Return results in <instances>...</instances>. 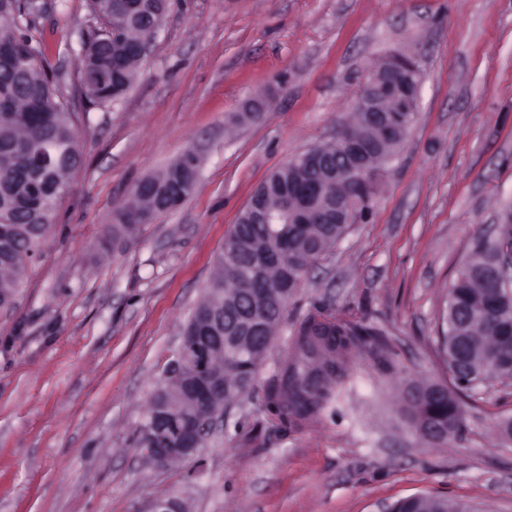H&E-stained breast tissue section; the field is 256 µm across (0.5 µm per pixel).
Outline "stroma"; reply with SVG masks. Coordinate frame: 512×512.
<instances>
[{"mask_svg": "<svg viewBox=\"0 0 512 512\" xmlns=\"http://www.w3.org/2000/svg\"><path fill=\"white\" fill-rule=\"evenodd\" d=\"M25 23L62 96L98 22L90 0H35ZM397 52L422 69L416 120L369 212L312 266L248 396L200 452L160 467L133 445L224 239L260 183L333 140L359 89ZM272 100L230 129L247 100ZM82 162L11 309H0V512H382L431 496L512 512V378L469 393L464 425L431 445L404 422L409 380L449 382L448 287L476 230L512 203V0H172L137 79L77 110ZM178 208L99 249L132 188L186 148ZM381 329L308 422L283 427L266 391L315 307Z\"/></svg>", "mask_w": 512, "mask_h": 512, "instance_id": "35a3bbf8", "label": "stroma"}]
</instances>
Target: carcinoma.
Returning a JSON list of instances; mask_svg holds the SVG:
<instances>
[{"instance_id":"carcinoma-1","label":"carcinoma","mask_w":512,"mask_h":512,"mask_svg":"<svg viewBox=\"0 0 512 512\" xmlns=\"http://www.w3.org/2000/svg\"><path fill=\"white\" fill-rule=\"evenodd\" d=\"M112 25L118 30L115 38H95L90 41L88 58L106 70L110 82L95 88L77 83L73 99H83L91 107H102L130 88L139 73L141 63L133 52L134 45L148 20L126 7L128 0H114ZM10 90L17 98L11 112H0V306H10L22 286L28 262L40 251L50 225L40 224L39 198L30 185L32 174L26 169L18 146L47 139L58 147V162L52 183H68L80 164V150L75 138L73 113L69 103L57 94L54 81L36 63L25 75H19L0 59V91ZM410 128L405 127L379 148L377 166H384L400 149ZM196 169L189 159L175 161L154 176V180L170 192L171 197L184 200L190 189L184 187L189 172ZM308 173L299 165L287 161L278 167L254 193L273 207L279 203L274 181L303 182ZM119 212V222L107 227L104 239L120 242L138 229L133 212L143 200L153 201V188L138 183ZM240 215L229 231L222 251H235L237 262L225 263L219 256L206 294L196 310L224 307V325L237 327L254 312H268L266 335L257 336L253 343L251 367L238 368L224 351V365L238 382L224 391L229 402L249 393L251 381L271 346L282 321L288 301L304 283L312 262L328 252L344 236L346 224H312L296 215L288 224H279L281 235L270 238L263 224H247ZM498 236L487 237L477 232L475 244L448 289L449 340L460 336L470 338L481 352L493 349L497 335V320L490 315L495 297L482 285L480 276L490 271L500 260L498 242L512 239V205H507L497 224ZM378 332L363 324L340 323L332 320L324 308L317 309L300 323L294 350L287 356L266 393L268 408L276 414L283 427L314 417L331 395V383L343 374V362L337 361L338 371L328 373L327 354L343 356L352 349L374 342ZM436 383L424 380L407 384L401 399L402 413L407 423L421 430L426 422L453 421L460 430L462 420L456 418L457 402L430 399L428 393Z\"/></svg>"}]
</instances>
